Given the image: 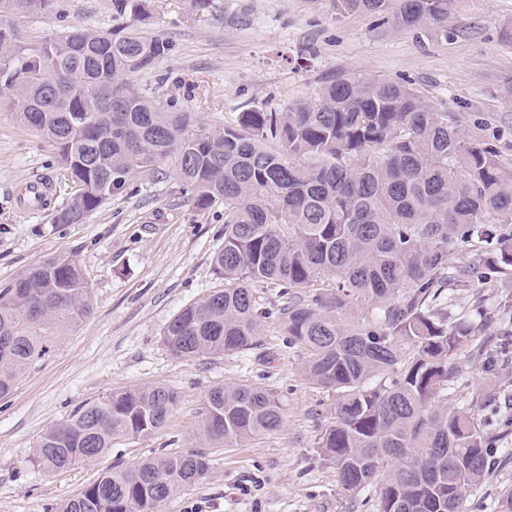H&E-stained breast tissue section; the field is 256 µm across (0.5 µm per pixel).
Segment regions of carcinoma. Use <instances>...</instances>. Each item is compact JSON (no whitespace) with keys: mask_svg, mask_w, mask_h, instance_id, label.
Instances as JSON below:
<instances>
[{"mask_svg":"<svg viewBox=\"0 0 512 512\" xmlns=\"http://www.w3.org/2000/svg\"><path fill=\"white\" fill-rule=\"evenodd\" d=\"M333 0L336 14L390 16L409 31L448 36L450 0ZM55 0H0V18L49 14ZM147 0H112V16L147 15ZM170 51L159 36L71 28L31 48L0 24V93L19 121L57 151L58 175L79 198L56 224H79L175 158L201 207H224L213 258L224 288L175 315L163 344L175 358L242 353L260 342L257 289L280 288L288 344L303 371L337 394L317 445L343 488L379 491L380 512H466L490 474L492 442L475 413L448 406L453 363L471 324L448 299L473 277L512 268V163L466 139L448 114L387 79L341 75L311 101L248 109L221 137L190 133V112L167 109L131 80ZM332 277L331 292L309 293ZM88 282L59 252L0 285V398L49 354L57 330L90 313ZM178 395L165 384L112 390L49 426L35 463L89 465L118 440L155 435ZM278 394L252 384L212 389L200 411L201 448L143 458L97 476L55 512H165L203 479L207 448L281 431Z\"/></svg>","mask_w":512,"mask_h":512,"instance_id":"obj_1","label":"carcinoma"}]
</instances>
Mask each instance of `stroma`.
I'll return each instance as SVG.
<instances>
[{
	"label": "stroma",
	"mask_w": 512,
	"mask_h": 512,
	"mask_svg": "<svg viewBox=\"0 0 512 512\" xmlns=\"http://www.w3.org/2000/svg\"><path fill=\"white\" fill-rule=\"evenodd\" d=\"M210 2L204 13L195 0H150L146 19L120 22L169 42L168 56L133 81L163 106L195 113L193 132L235 123L248 109L311 99L328 79L357 73L409 83L512 162V97L503 90L512 83V0H452L446 38L404 32L366 12L339 17L332 0ZM120 23L112 0H57L52 14L16 26L35 48L71 27L109 32ZM159 168L157 180L112 198L80 224L53 223L54 209L20 211L19 184L55 175L57 152L0 96V284L63 251L87 277L90 303L89 315L62 329L49 356L0 399V512H53L112 467L196 448L207 394L233 383L278 393L286 412L281 432L210 449L205 478L171 498L165 512H378L375 491L347 493L317 448L336 395L306 379L304 350L287 345L278 289L259 291L268 316L256 349L177 359L164 347L167 323L224 286L213 263L224 243V210L188 201L173 159ZM510 295L512 287L488 288L476 278L456 289L449 312L472 318L476 340L491 341L504 329L497 308ZM455 367L449 403L470 405L483 431L495 434L492 413L512 416V349L489 372L469 350ZM154 382L178 393L161 433L118 442L89 466L50 473L35 465V441L47 426L107 392ZM498 445L469 512H497L501 494L512 489V436Z\"/></svg>",
	"instance_id": "1"
}]
</instances>
